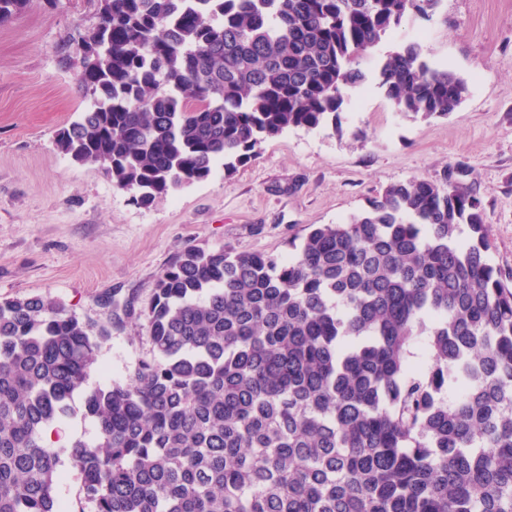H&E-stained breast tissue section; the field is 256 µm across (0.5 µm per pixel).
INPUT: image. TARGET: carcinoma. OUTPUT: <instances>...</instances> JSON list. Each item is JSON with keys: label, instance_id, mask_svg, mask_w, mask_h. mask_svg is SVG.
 <instances>
[{"label": "carcinoma", "instance_id": "obj_1", "mask_svg": "<svg viewBox=\"0 0 512 512\" xmlns=\"http://www.w3.org/2000/svg\"><path fill=\"white\" fill-rule=\"evenodd\" d=\"M28 0H0V21ZM438 0H99L58 150L148 205L336 117L353 67ZM394 108L446 117L467 81L416 42ZM465 168L392 184L291 258L184 250L156 279L150 350L89 385L106 330L0 301V512H512V289ZM79 396L97 442L49 448ZM76 504L61 501L63 460Z\"/></svg>", "mask_w": 512, "mask_h": 512}]
</instances>
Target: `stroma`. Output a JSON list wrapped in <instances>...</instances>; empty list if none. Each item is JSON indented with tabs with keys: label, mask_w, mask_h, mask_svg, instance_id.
I'll return each mask as SVG.
<instances>
[{
	"label": "stroma",
	"mask_w": 512,
	"mask_h": 512,
	"mask_svg": "<svg viewBox=\"0 0 512 512\" xmlns=\"http://www.w3.org/2000/svg\"><path fill=\"white\" fill-rule=\"evenodd\" d=\"M96 0H29L0 23V300L41 295L105 328L91 384L125 382L146 352L144 315L159 273L183 250L287 258L310 225L367 209L394 183L468 169L490 230L491 263L512 288V0H440L360 58L366 82L335 122L291 129L255 160L144 206L97 164L55 146L88 102L76 82ZM418 41L423 58L468 82L448 117L397 111L376 74Z\"/></svg>",
	"instance_id": "35a3bbf8"
}]
</instances>
